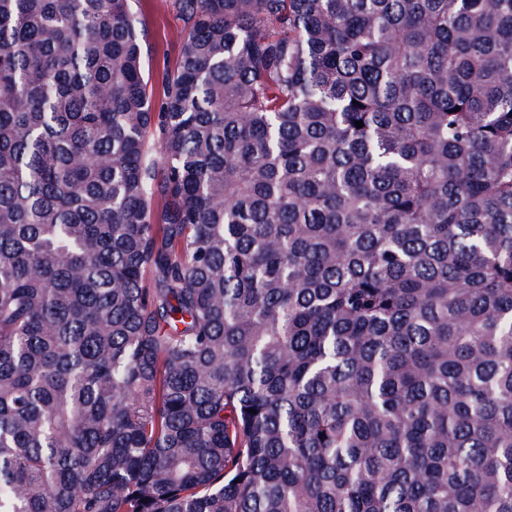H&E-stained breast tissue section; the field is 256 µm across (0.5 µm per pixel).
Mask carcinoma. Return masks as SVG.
I'll return each instance as SVG.
<instances>
[{
  "instance_id": "cac0c4a2",
  "label": "carcinoma",
  "mask_w": 512,
  "mask_h": 512,
  "mask_svg": "<svg viewBox=\"0 0 512 512\" xmlns=\"http://www.w3.org/2000/svg\"><path fill=\"white\" fill-rule=\"evenodd\" d=\"M172 7L0 0V512H512V0ZM169 0H139L134 2L136 11L141 9L149 29L148 51L145 56V75L152 97L160 101L163 95L161 72L172 66L178 56L181 22L172 14Z\"/></svg>"
}]
</instances>
